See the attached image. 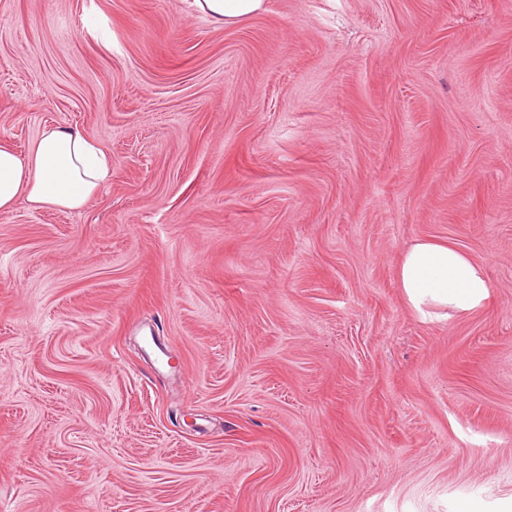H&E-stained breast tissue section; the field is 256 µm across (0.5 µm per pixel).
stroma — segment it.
I'll return each instance as SVG.
<instances>
[{
    "label": "stroma",
    "mask_w": 512,
    "mask_h": 512,
    "mask_svg": "<svg viewBox=\"0 0 512 512\" xmlns=\"http://www.w3.org/2000/svg\"><path fill=\"white\" fill-rule=\"evenodd\" d=\"M0 512H512V0H0ZM493 304L420 321L416 239ZM193 4L213 23L229 28L262 13L266 0H193ZM106 151L80 131H45L25 155L0 141V213L21 203L77 210L111 178Z\"/></svg>",
    "instance_id": "35a3bbf8"
}]
</instances>
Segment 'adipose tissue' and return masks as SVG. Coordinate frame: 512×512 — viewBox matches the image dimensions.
<instances>
[{
    "label": "adipose tissue",
    "instance_id": "adipose-tissue-1",
    "mask_svg": "<svg viewBox=\"0 0 512 512\" xmlns=\"http://www.w3.org/2000/svg\"><path fill=\"white\" fill-rule=\"evenodd\" d=\"M213 23L233 27L259 15L266 0H193ZM106 151L80 131H45L19 154L0 141V213L26 203L39 208L77 210L111 177ZM398 280L413 312L423 320L436 316L466 320L488 309L491 284L481 262L442 242L422 239L401 256Z\"/></svg>",
    "mask_w": 512,
    "mask_h": 512
}]
</instances>
